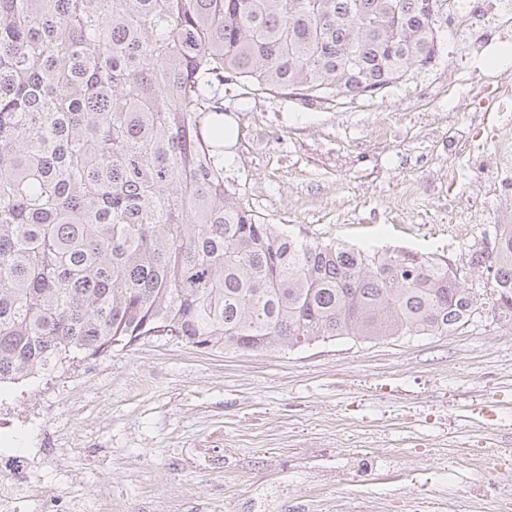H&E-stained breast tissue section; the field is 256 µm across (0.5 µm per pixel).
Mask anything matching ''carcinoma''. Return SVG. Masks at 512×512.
<instances>
[{"instance_id":"cac0c4a2","label":"carcinoma","mask_w":512,"mask_h":512,"mask_svg":"<svg viewBox=\"0 0 512 512\" xmlns=\"http://www.w3.org/2000/svg\"><path fill=\"white\" fill-rule=\"evenodd\" d=\"M439 0H0V380L169 336L201 351L446 335L442 258L265 224L224 182L228 82L317 99L426 66ZM491 300L512 313V224Z\"/></svg>"}]
</instances>
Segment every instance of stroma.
Masks as SVG:
<instances>
[{
    "mask_svg": "<svg viewBox=\"0 0 512 512\" xmlns=\"http://www.w3.org/2000/svg\"><path fill=\"white\" fill-rule=\"evenodd\" d=\"M444 32L434 61L382 93L330 103L225 85L224 178L261 221L355 247L449 260L464 285L497 203L484 169L512 116L460 109L471 84L512 54V24L471 68ZM49 410L33 447L70 451L112 501L137 512H336L360 495H440L359 477L354 457L389 451L396 468L444 467L452 449L512 444V325L491 303L445 336L346 337L288 351L201 352L158 336L36 382Z\"/></svg>",
    "mask_w": 512,
    "mask_h": 512,
    "instance_id": "obj_1",
    "label": "stroma"
}]
</instances>
